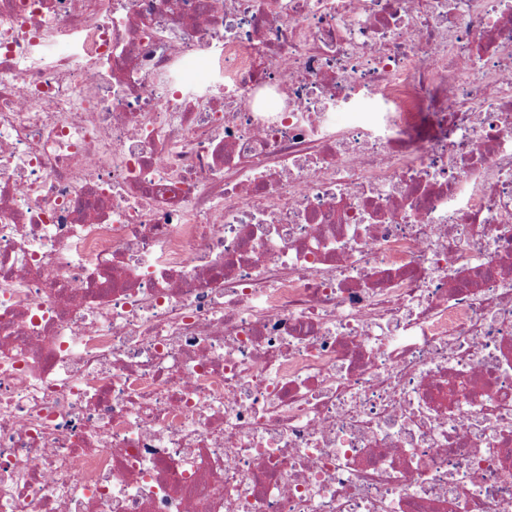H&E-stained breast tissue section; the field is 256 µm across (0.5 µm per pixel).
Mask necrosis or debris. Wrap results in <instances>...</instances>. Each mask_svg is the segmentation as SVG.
<instances>
[{"label": "necrosis or debris", "instance_id": "4bbe7bcc", "mask_svg": "<svg viewBox=\"0 0 512 512\" xmlns=\"http://www.w3.org/2000/svg\"><path fill=\"white\" fill-rule=\"evenodd\" d=\"M0 512H512V0H0Z\"/></svg>", "mask_w": 512, "mask_h": 512}]
</instances>
